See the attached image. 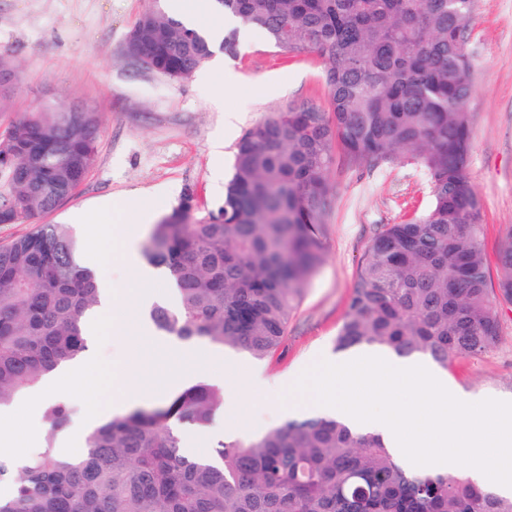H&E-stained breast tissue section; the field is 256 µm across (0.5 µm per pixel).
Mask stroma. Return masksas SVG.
Here are the masks:
<instances>
[{
  "label": "stroma",
  "instance_id": "35a3bbf8",
  "mask_svg": "<svg viewBox=\"0 0 512 512\" xmlns=\"http://www.w3.org/2000/svg\"><path fill=\"white\" fill-rule=\"evenodd\" d=\"M150 0H0V53L16 71V96L0 112V135L26 113L67 102L101 119L95 162L87 179L42 224L88 223L80 239L102 235L113 251L119 230L143 214L161 219L182 203L197 216L221 204L241 137L265 113L327 104L316 53L293 55L247 30L237 57L222 71L201 66L179 80L157 74L123 51ZM468 50L474 63L468 102L471 147L466 175L483 206L482 248L489 284L499 278L498 252L512 224V0H475ZM223 140L222 152L212 144ZM325 255L288 325L282 348L262 359L277 392L241 388L261 433L281 425L288 388L316 360L335 355L336 335L365 249L377 228L398 224L431 204L430 185L414 165L357 169L337 161ZM448 383L464 393L512 396V304L499 306V336L480 355L454 359Z\"/></svg>",
  "mask_w": 512,
  "mask_h": 512
}]
</instances>
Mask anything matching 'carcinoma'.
<instances>
[{"instance_id":"obj_1","label":"carcinoma","mask_w":512,"mask_h":512,"mask_svg":"<svg viewBox=\"0 0 512 512\" xmlns=\"http://www.w3.org/2000/svg\"><path fill=\"white\" fill-rule=\"evenodd\" d=\"M268 42L326 61L324 108L269 112L237 144L224 206L197 217L177 208L154 225L143 257L163 268L173 306L148 312L155 328L188 343L264 359L287 334L324 256L336 153L357 168L410 163L430 184L427 211L383 224L350 293L339 349L386 347L448 367L487 351L499 334L498 301L512 303V225L488 287L482 204L465 168L470 149L461 100L472 90L467 49L474 0H213ZM152 47L149 68L190 76L212 55L207 39L159 5L132 27ZM239 32L219 50L239 51ZM99 118L71 125L25 115L0 140V224L53 211L91 170ZM97 272L66 224H35L0 244V407L34 390L88 349L85 322ZM224 388L199 380L174 396L111 418L76 454L58 451L71 408L43 412V447L23 465L0 454V512H512V498L462 471L409 468L380 437L312 415L249 439L217 442L209 459L182 453L171 421L203 424Z\"/></svg>"}]
</instances>
